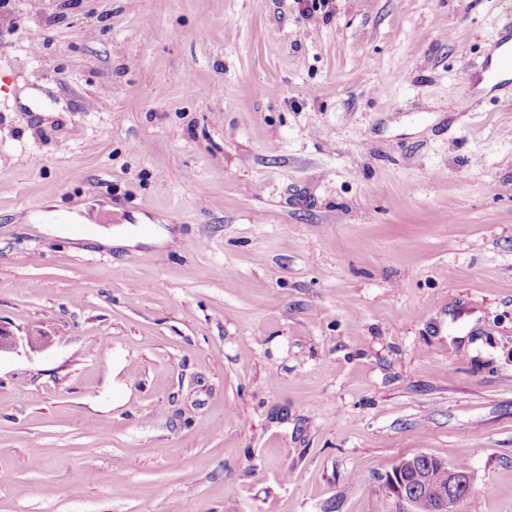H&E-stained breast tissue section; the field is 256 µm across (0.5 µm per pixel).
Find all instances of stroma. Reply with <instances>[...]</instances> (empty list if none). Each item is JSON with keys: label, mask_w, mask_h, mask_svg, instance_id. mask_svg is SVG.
Here are the masks:
<instances>
[{"label": "stroma", "mask_w": 512, "mask_h": 512, "mask_svg": "<svg viewBox=\"0 0 512 512\" xmlns=\"http://www.w3.org/2000/svg\"><path fill=\"white\" fill-rule=\"evenodd\" d=\"M509 18L0 0V512H403L421 452L512 512ZM512 41L505 40L491 55L490 70L483 75V81L478 85V89H489L493 84L500 80H507L511 76L512 70H504L499 67L501 55L511 46ZM168 239L167 233L157 235L153 238H144V237H132L131 235H113L112 230H99V234L95 237V240L106 246H134L138 242L151 244V243H161Z\"/></svg>", "instance_id": "1"}]
</instances>
